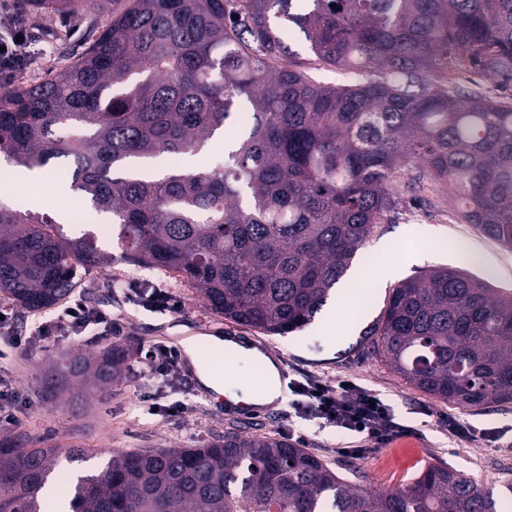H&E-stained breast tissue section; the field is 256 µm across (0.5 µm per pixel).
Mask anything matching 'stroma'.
I'll return each instance as SVG.
<instances>
[{"label": "stroma", "mask_w": 512, "mask_h": 512, "mask_svg": "<svg viewBox=\"0 0 512 512\" xmlns=\"http://www.w3.org/2000/svg\"><path fill=\"white\" fill-rule=\"evenodd\" d=\"M19 3L0 0V34L25 29L33 51L26 67L12 74L15 85L38 82L59 67L60 35L64 29L80 27L74 19L21 11ZM460 242L479 257L470 265V272L495 287L512 289V251L485 237L475 226L450 219L447 210L402 205L374 228L342 279V286L350 290L342 317L332 320L322 311L303 329L268 339L282 358L288 381L308 377L330 384L344 378L353 380L377 393L396 419L410 428V435L369 454H342V447L359 445L360 437L323 421L306 419L287 402L275 405L266 418L246 419L226 414L188 373L160 387L148 373V348L172 347L182 337L193 336L200 353L208 354L205 330L224 325L225 320L206 310L193 289L185 285L172 291L181 304L178 312L160 314L129 304L124 295L114 291L111 282L120 276L134 281L138 275L111 238L100 242L111 257L110 265L78 266L72 295L111 311L118 332L59 336L36 343L32 350L14 353L10 370L21 396L18 420L0 425V434H20L64 452L88 448L106 458L145 448H198L234 426L252 434L288 438L330 463L338 474L357 473V485L374 493L404 489L424 465L445 464L512 499V403L471 409L444 403L410 385L388 363L358 344L399 282L437 266H460L456 251ZM386 262L398 263L394 278L379 285L359 282L362 271ZM115 343L131 350L121 382L104 390L88 388L76 399L66 392L54 400L46 397V387L57 378L69 352L96 355ZM156 390L163 392L165 401L181 400L186 406L184 414L146 413L140 398L144 392ZM452 420L469 427V434L449 431Z\"/></svg>", "instance_id": "35a3bbf8"}]
</instances>
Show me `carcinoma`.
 Masks as SVG:
<instances>
[{
	"mask_svg": "<svg viewBox=\"0 0 512 512\" xmlns=\"http://www.w3.org/2000/svg\"><path fill=\"white\" fill-rule=\"evenodd\" d=\"M77 16L83 49L45 80L0 92V153L17 177L64 162L72 190L120 225L131 262L174 273L227 321L285 336L326 304L398 204L448 202L512 250V102L462 95L468 66L512 88V0H22ZM304 36L312 57L289 40ZM355 79L326 85L310 62ZM224 141V163L153 179L145 159ZM0 201V296L27 311L66 299L91 236ZM361 344L460 408L512 402V291L438 267L392 289ZM129 349L68 357L60 384L122 380ZM57 449L0 437V512H43ZM61 512H506L445 465L405 489L359 492L285 439L229 430L203 448L112 455L70 483Z\"/></svg>",
	"mask_w": 512,
	"mask_h": 512,
	"instance_id": "cac0c4a2",
	"label": "carcinoma"
}]
</instances>
